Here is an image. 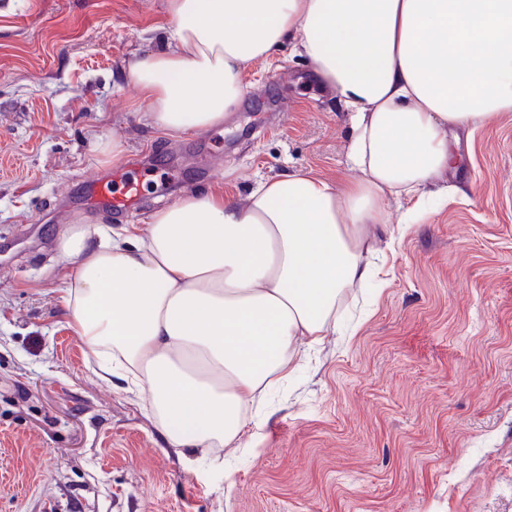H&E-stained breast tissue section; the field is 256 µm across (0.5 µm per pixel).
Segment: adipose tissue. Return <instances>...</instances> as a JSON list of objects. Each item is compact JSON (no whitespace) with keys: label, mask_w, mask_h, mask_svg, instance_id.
Listing matches in <instances>:
<instances>
[{"label":"adipose tissue","mask_w":512,"mask_h":512,"mask_svg":"<svg viewBox=\"0 0 512 512\" xmlns=\"http://www.w3.org/2000/svg\"><path fill=\"white\" fill-rule=\"evenodd\" d=\"M166 49L130 78L171 134L223 123L242 74L286 39L347 113L338 186L304 171L238 204L185 194L149 224H73L57 252L69 324L146 392L175 448H252L248 408L336 327V305L373 278L363 256L391 198L424 201L451 165L447 128L512 113V0H169Z\"/></svg>","instance_id":"adipose-tissue-1"}]
</instances>
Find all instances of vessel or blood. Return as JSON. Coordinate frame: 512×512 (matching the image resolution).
<instances>
[{
	"label": "vessel or blood",
	"instance_id": "vessel-or-blood-1",
	"mask_svg": "<svg viewBox=\"0 0 512 512\" xmlns=\"http://www.w3.org/2000/svg\"><path fill=\"white\" fill-rule=\"evenodd\" d=\"M148 184L145 173L125 170L105 178L92 169L83 179L88 208H105L121 215L137 213L138 202Z\"/></svg>",
	"mask_w": 512,
	"mask_h": 512
}]
</instances>
